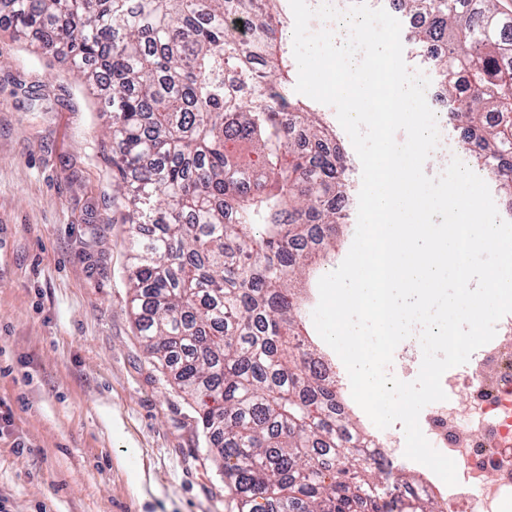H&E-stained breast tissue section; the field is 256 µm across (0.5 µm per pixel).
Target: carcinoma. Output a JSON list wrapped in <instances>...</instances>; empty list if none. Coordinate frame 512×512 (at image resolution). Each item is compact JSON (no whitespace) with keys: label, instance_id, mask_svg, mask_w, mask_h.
I'll return each mask as SVG.
<instances>
[{"label":"carcinoma","instance_id":"cac0c4a2","mask_svg":"<svg viewBox=\"0 0 512 512\" xmlns=\"http://www.w3.org/2000/svg\"><path fill=\"white\" fill-rule=\"evenodd\" d=\"M283 0H0L11 36L82 72L106 100L114 203L136 228L128 285L145 346L197 400L238 512H444L395 479L322 358L294 344L295 290L344 223L347 157L303 102ZM505 0H402L428 24L451 119L512 184V22Z\"/></svg>","mask_w":512,"mask_h":512}]
</instances>
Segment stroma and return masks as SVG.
Here are the masks:
<instances>
[{"mask_svg": "<svg viewBox=\"0 0 512 512\" xmlns=\"http://www.w3.org/2000/svg\"><path fill=\"white\" fill-rule=\"evenodd\" d=\"M107 121L68 63L0 28V512H234L134 323Z\"/></svg>", "mask_w": 512, "mask_h": 512, "instance_id": "35a3bbf8", "label": "stroma"}]
</instances>
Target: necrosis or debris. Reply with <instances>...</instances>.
Wrapping results in <instances>:
<instances>
[{"label":"necrosis or debris","instance_id":"obj_1","mask_svg":"<svg viewBox=\"0 0 512 512\" xmlns=\"http://www.w3.org/2000/svg\"><path fill=\"white\" fill-rule=\"evenodd\" d=\"M441 385L447 398L429 404L422 432L461 465L457 485L442 489L445 512H512V313Z\"/></svg>","mask_w":512,"mask_h":512}]
</instances>
